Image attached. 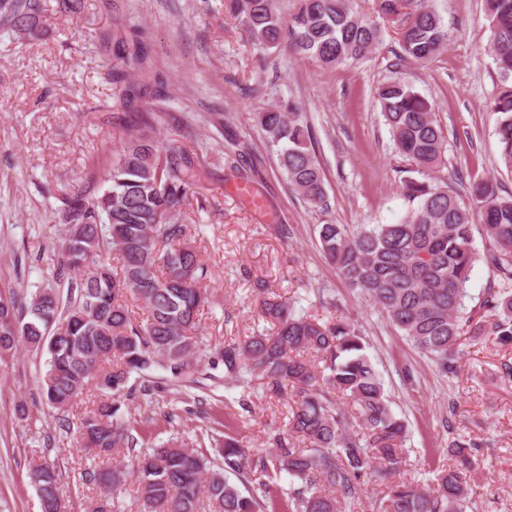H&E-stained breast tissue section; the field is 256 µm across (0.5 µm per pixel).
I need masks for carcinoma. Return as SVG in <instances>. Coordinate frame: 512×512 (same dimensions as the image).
I'll return each instance as SVG.
<instances>
[{
    "instance_id": "obj_1",
    "label": "carcinoma",
    "mask_w": 512,
    "mask_h": 512,
    "mask_svg": "<svg viewBox=\"0 0 512 512\" xmlns=\"http://www.w3.org/2000/svg\"><path fill=\"white\" fill-rule=\"evenodd\" d=\"M483 2L500 79L488 108L498 114L500 160L512 171V0ZM235 11L260 49L289 48L327 67L367 58L384 37L379 23L353 10L351 0H297L286 18L276 0H235ZM42 18L40 0H0V35H32ZM398 40L401 56L427 62L447 48L448 32L435 10L422 7L402 24ZM109 66L117 82L128 68L149 71L136 38L118 42ZM376 96L398 154L423 170L444 164L447 136L431 101L397 71ZM256 120L290 188L310 207L325 209L323 170L301 114L273 107ZM224 164L250 182L240 153H225ZM204 168L203 155L191 156L171 139H125L103 175L105 189H79L63 201L55 285L26 302L0 296V356L19 337L47 344L42 384L53 407L99 391V401L80 419L78 441L98 457L128 450L143 512H355L371 477L396 475L407 425L393 412L354 325L312 316L269 295L262 282L256 284L266 294L258 319L272 327L226 341L219 353L229 384L277 398L295 392L286 428L259 459L268 481L240 489L251 482L253 461L232 436L224 437L219 461L173 438L136 449L123 401L138 392L150 395L157 368L181 379L195 373L209 274L191 244L183 208L195 198ZM404 186L415 206L398 222L318 224L320 247L349 288L369 298L440 374L454 375L466 337L512 344V195H502L491 178L469 183L466 202L446 183L410 177ZM477 234L485 241L481 252ZM480 260L497 281L480 304L485 312L475 317L464 312V298ZM62 285L64 298L56 290ZM130 297L144 305L140 322L131 316ZM134 374L142 378L139 388L130 384ZM337 392L352 401L355 415L336 408ZM478 447L452 441L448 457L455 463L438 471L433 487L422 491L392 481L376 499V512H466L467 472ZM124 477L118 467L86 472L88 482L114 492ZM284 477L288 486H278ZM32 479L43 512H58L56 468L41 464Z\"/></svg>"
}]
</instances>
